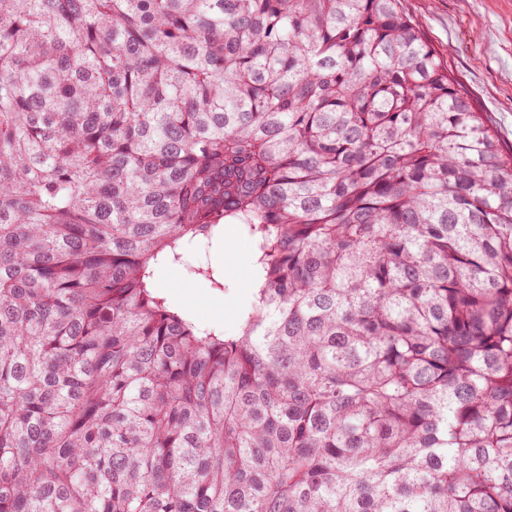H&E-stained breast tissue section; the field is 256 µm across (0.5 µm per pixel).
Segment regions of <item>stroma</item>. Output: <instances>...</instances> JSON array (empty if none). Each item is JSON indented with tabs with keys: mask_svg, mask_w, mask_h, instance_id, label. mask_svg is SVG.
<instances>
[{
	"mask_svg": "<svg viewBox=\"0 0 512 512\" xmlns=\"http://www.w3.org/2000/svg\"><path fill=\"white\" fill-rule=\"evenodd\" d=\"M440 62L478 112L488 113L504 149L512 148V0H402ZM235 244L199 241L194 262L210 263L224 290L210 287L191 269L176 266L159 279L171 300L201 323L234 333L240 308L252 297L253 243L242 230Z\"/></svg>",
	"mask_w": 512,
	"mask_h": 512,
	"instance_id": "35a3bbf8",
	"label": "stroma"
}]
</instances>
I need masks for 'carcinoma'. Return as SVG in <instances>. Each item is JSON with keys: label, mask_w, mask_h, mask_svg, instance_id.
Listing matches in <instances>:
<instances>
[{"label": "carcinoma", "mask_w": 512, "mask_h": 512, "mask_svg": "<svg viewBox=\"0 0 512 512\" xmlns=\"http://www.w3.org/2000/svg\"><path fill=\"white\" fill-rule=\"evenodd\" d=\"M0 512H512V153L400 0H0ZM229 231L227 235V229ZM224 231L232 244L233 226ZM235 244L225 247L226 239L199 241L192 247L193 263H210L224 278V291L210 288L207 281L197 279L192 270L176 266L165 270L159 279L163 291L171 300L191 312L201 323L213 325L233 334L238 325L240 308L252 297L253 243L248 234L234 226Z\"/></svg>", "instance_id": "carcinoma-1"}]
</instances>
